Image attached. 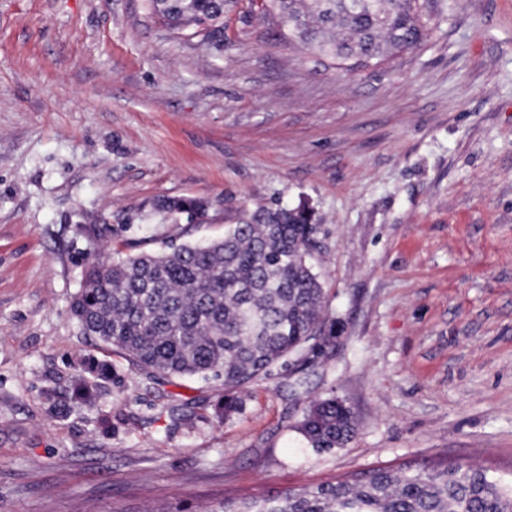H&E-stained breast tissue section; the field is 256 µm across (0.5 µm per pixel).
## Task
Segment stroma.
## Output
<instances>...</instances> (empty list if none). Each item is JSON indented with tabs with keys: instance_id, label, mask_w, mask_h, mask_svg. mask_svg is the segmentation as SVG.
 <instances>
[{
	"instance_id": "stroma-1",
	"label": "stroma",
	"mask_w": 512,
	"mask_h": 512,
	"mask_svg": "<svg viewBox=\"0 0 512 512\" xmlns=\"http://www.w3.org/2000/svg\"><path fill=\"white\" fill-rule=\"evenodd\" d=\"M428 14L423 44L347 72L257 14L203 41L143 0H0V512H203L405 462L512 478V0ZM177 196L207 221L149 219ZM303 201L336 323L313 362L250 382L222 421L223 381L115 352L121 387L50 413L100 353L70 312L89 258ZM332 395L358 430L318 452L295 426Z\"/></svg>"
}]
</instances>
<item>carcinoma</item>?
Listing matches in <instances>:
<instances>
[{"mask_svg": "<svg viewBox=\"0 0 512 512\" xmlns=\"http://www.w3.org/2000/svg\"><path fill=\"white\" fill-rule=\"evenodd\" d=\"M238 0H144L151 15L182 37L220 31ZM426 0H259L268 24L288 40L342 64L378 60L418 46L427 35ZM156 214L175 220L208 215L207 202L167 197ZM313 212L265 205L204 244L171 240L162 251L117 261L94 258L70 311L100 349L163 376L224 382L219 419L242 408L240 393L287 358L322 350L332 336L326 292L311 263ZM121 386L112 361L89 356L69 389L46 392L65 418L94 405L105 384ZM318 452L343 447L356 431L341 400L311 403L296 426ZM207 512H512V483L468 464L424 469L380 466L360 479L323 482L259 498L219 501Z\"/></svg>", "mask_w": 512, "mask_h": 512, "instance_id": "1", "label": "carcinoma"}]
</instances>
